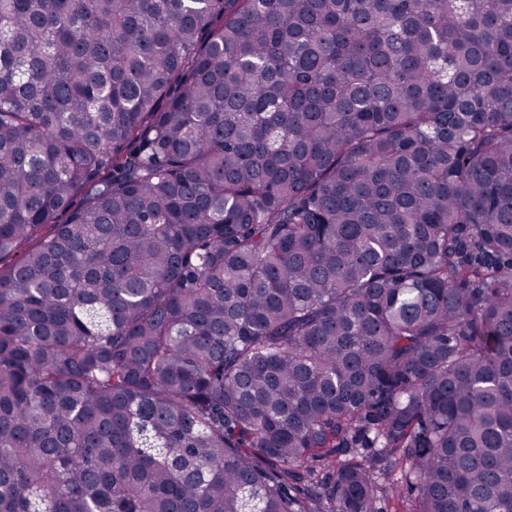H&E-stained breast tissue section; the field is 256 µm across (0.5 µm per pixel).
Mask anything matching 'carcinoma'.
Returning <instances> with one entry per match:
<instances>
[{"instance_id":"cac0c4a2","label":"carcinoma","mask_w":512,"mask_h":512,"mask_svg":"<svg viewBox=\"0 0 512 512\" xmlns=\"http://www.w3.org/2000/svg\"><path fill=\"white\" fill-rule=\"evenodd\" d=\"M24 244L0 512H512V0H0Z\"/></svg>"}]
</instances>
